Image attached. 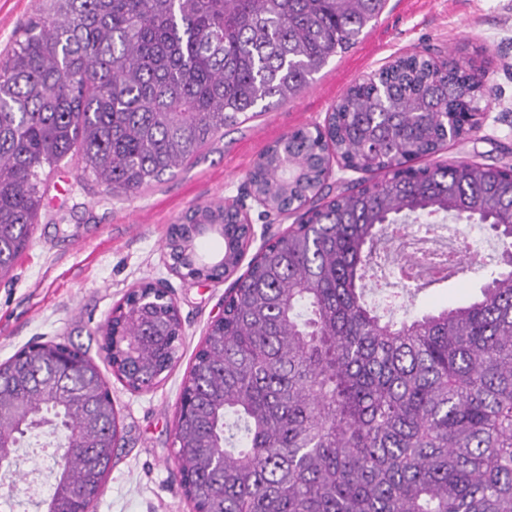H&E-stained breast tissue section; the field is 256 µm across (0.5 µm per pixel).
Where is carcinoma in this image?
<instances>
[{
    "label": "carcinoma",
    "instance_id": "1",
    "mask_svg": "<svg viewBox=\"0 0 512 512\" xmlns=\"http://www.w3.org/2000/svg\"><path fill=\"white\" fill-rule=\"evenodd\" d=\"M0 58V280L29 245L40 174L69 156L114 192L182 168L224 127L297 96L357 43L387 0H39ZM487 93L485 73L410 55L351 86L325 129L268 147L251 173L270 209L315 197L328 144L383 179L317 209L319 224L267 246L210 326L182 396L181 488L199 512H512V269L479 297L411 320L365 297L391 224L474 212L512 250V169L413 168ZM234 216L198 204L172 225H224L217 267L237 265ZM104 336L115 375L148 389L173 366L177 310L130 294ZM129 336H140L132 351ZM39 418L75 449L49 497L85 512L116 446L98 367L76 348L31 345L0 364V468Z\"/></svg>",
    "mask_w": 512,
    "mask_h": 512
}]
</instances>
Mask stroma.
I'll list each match as a JSON object with an SVG mask.
<instances>
[{"label": "stroma", "mask_w": 512, "mask_h": 512, "mask_svg": "<svg viewBox=\"0 0 512 512\" xmlns=\"http://www.w3.org/2000/svg\"><path fill=\"white\" fill-rule=\"evenodd\" d=\"M37 0H0V53L7 52L36 12ZM421 53L481 66L489 94L479 121L436 155L419 159L512 169V0H388L377 21L349 51L328 60L296 97L225 128L175 175L133 195L112 192L64 159L43 172L45 194L29 247L11 276L0 281V363L29 344L53 340L80 349L98 365L119 424L120 441L94 512H194L180 488L174 443L184 382L209 326L224 312L232 279H192L169 267L165 240L193 206L243 197L248 173L261 151L283 135L324 125L352 84L400 57ZM255 238L239 272L268 241L300 223L301 212L264 215L248 202ZM490 275L479 267L432 285L396 306L397 280L379 281L367 295L379 312L396 319L464 304ZM152 283L166 288L182 321V343L173 369L153 389L131 391L113 373L103 352V329L128 294ZM42 431L28 434L18 455L25 480L0 470V497L13 512H33L54 483L57 452L44 448Z\"/></svg>", "instance_id": "obj_1"}]
</instances>
